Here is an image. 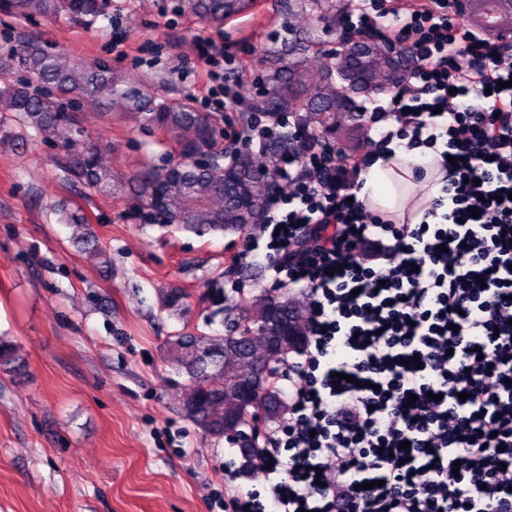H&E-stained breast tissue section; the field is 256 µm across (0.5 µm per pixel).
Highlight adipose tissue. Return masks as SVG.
Returning <instances> with one entry per match:
<instances>
[{"label":"adipose tissue","instance_id":"adipose-tissue-1","mask_svg":"<svg viewBox=\"0 0 512 512\" xmlns=\"http://www.w3.org/2000/svg\"><path fill=\"white\" fill-rule=\"evenodd\" d=\"M427 163L420 149L394 148L392 153L376 158L360 174V189L357 193L368 210L390 215L394 223H421V208L439 196L441 182L446 173L439 166H431L424 178V191L415 194L414 166Z\"/></svg>","mask_w":512,"mask_h":512}]
</instances>
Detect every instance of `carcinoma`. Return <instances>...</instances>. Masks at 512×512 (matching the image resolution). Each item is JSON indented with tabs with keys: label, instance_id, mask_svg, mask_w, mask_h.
<instances>
[{
	"label": "carcinoma",
	"instance_id": "obj_1",
	"mask_svg": "<svg viewBox=\"0 0 512 512\" xmlns=\"http://www.w3.org/2000/svg\"><path fill=\"white\" fill-rule=\"evenodd\" d=\"M110 0H0V10L19 15H54L68 18L95 19L104 14ZM328 0H290L288 9L317 11L326 27L335 24L323 8ZM250 0H186L187 9L200 20L215 26L246 8ZM269 64L265 85L264 107L269 112H317L324 132L336 129V114L350 107L343 92L332 80V71L356 69L351 56L326 51L318 39L297 34L288 27V40L281 49L265 59ZM20 71L22 79L4 83L0 89V113L5 112L23 126L37 130L48 141L68 150L64 172L87 188L112 192V170L104 165L101 146L82 136L73 115L76 106L120 105L126 110L145 112L150 121L169 131L186 130L190 135L179 141V174L169 175L152 169L133 178L140 198L150 201L154 187H159L168 201L171 220L188 232L203 236L216 231H234L235 225L224 223V214L233 209L234 189H224L217 172L224 164V149L219 147L213 127L188 100H162L144 93L135 80L121 81L104 60L74 64L67 55L52 49L36 37H29L9 56L0 58V73ZM247 177L256 191L267 199L264 180L276 169L263 162L248 160ZM66 222L81 228L76 242L88 252L97 250L94 228L84 216L70 215ZM287 302L288 326L294 334L308 338L310 329L306 305L300 296L287 291L266 296L254 304L240 296L224 314V332L177 333L169 337L167 352L175 371L188 376L181 399V411L205 434L224 437V414L238 410L233 378L224 376V363L234 366V378L249 379L254 360L261 358L268 368L264 386L268 396H277L279 364H286L288 350L281 358L269 359L270 350L262 326L269 319L274 299ZM266 400L253 409L241 412L236 443L248 449L251 457L258 448L256 437L244 428H256Z\"/></svg>",
	"mask_w": 512,
	"mask_h": 512
}]
</instances>
